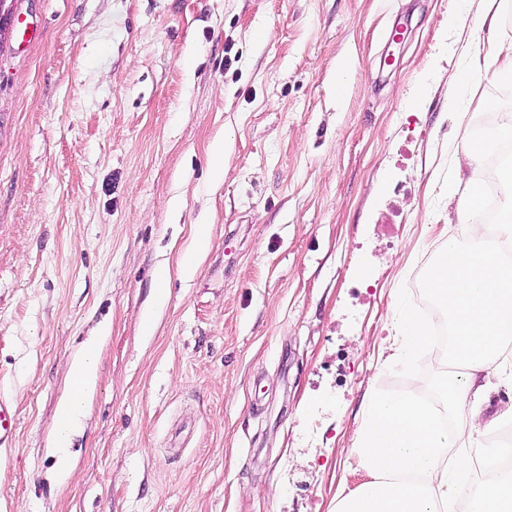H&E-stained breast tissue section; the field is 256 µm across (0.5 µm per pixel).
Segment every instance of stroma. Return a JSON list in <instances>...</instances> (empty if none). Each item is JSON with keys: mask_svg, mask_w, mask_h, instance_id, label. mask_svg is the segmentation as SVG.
<instances>
[{"mask_svg": "<svg viewBox=\"0 0 512 512\" xmlns=\"http://www.w3.org/2000/svg\"><path fill=\"white\" fill-rule=\"evenodd\" d=\"M485 13L20 0L0 52V393L18 417L0 512H335L368 481L370 402L425 397L450 367L392 362L393 308H420L461 232L464 133L512 113L511 85L448 80L512 39V13ZM92 338L61 478L56 413ZM477 384L486 418L512 409V344Z\"/></svg>", "mask_w": 512, "mask_h": 512, "instance_id": "obj_1", "label": "stroma"}]
</instances>
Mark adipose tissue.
Masks as SVG:
<instances>
[{
  "label": "adipose tissue",
  "instance_id": "ef3b65f1",
  "mask_svg": "<svg viewBox=\"0 0 512 512\" xmlns=\"http://www.w3.org/2000/svg\"><path fill=\"white\" fill-rule=\"evenodd\" d=\"M482 188L471 183L459 205L462 239H449L426 286L451 319L454 370L437 382L450 420L413 398H380L371 406L355 450L369 481L345 495L337 512H512V473L473 479L475 466H494L512 447L488 442L499 425L486 419L475 376L488 371L512 341V260L502 258L481 217ZM401 343L393 360L407 364L434 343L430 326L413 311L396 324ZM94 359L71 363L72 392L56 416L59 436L76 430L81 401L93 386Z\"/></svg>",
  "mask_w": 512,
  "mask_h": 512
}]
</instances>
